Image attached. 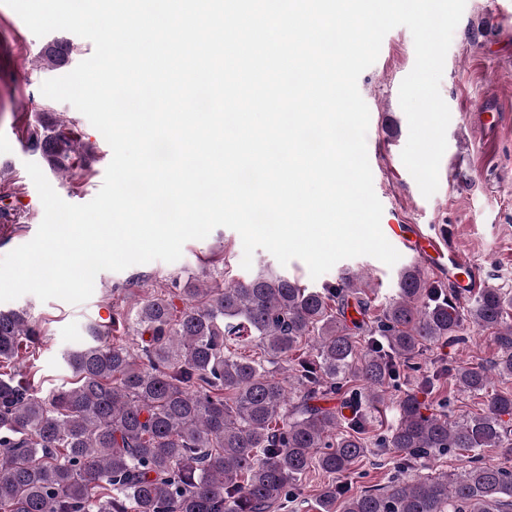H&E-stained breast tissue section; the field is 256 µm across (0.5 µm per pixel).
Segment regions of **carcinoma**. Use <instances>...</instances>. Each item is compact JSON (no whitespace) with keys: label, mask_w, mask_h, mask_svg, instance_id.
I'll return each instance as SVG.
<instances>
[{"label":"carcinoma","mask_w":512,"mask_h":512,"mask_svg":"<svg viewBox=\"0 0 512 512\" xmlns=\"http://www.w3.org/2000/svg\"><path fill=\"white\" fill-rule=\"evenodd\" d=\"M71 53L53 43L42 59ZM29 145L55 169L84 149L46 120ZM351 297L361 320H347ZM370 308L350 277L319 291L269 271L208 288L174 281L129 317L141 344L88 327L90 341L64 355L71 381L48 391L14 366L41 330L23 308L0 310V512H282L311 468L340 479L371 453L369 412L428 348L486 331L500 356L448 371L455 388L480 395L512 379V292L483 288L464 308L411 264L381 317L364 320ZM307 339L309 357L279 375ZM248 343L259 356L240 351ZM440 381L427 375L397 399L379 452H398V475L356 494L328 483L322 512H512V468L480 459L486 448L512 459V391L450 420L420 399ZM338 395L350 416L328 405ZM451 451L472 453L466 469L415 473Z\"/></svg>","instance_id":"1"}]
</instances>
